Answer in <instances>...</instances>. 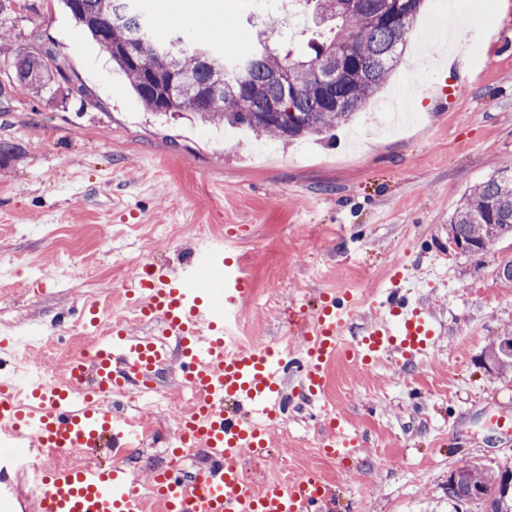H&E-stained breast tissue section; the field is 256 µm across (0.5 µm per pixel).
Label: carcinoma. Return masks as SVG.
Instances as JSON below:
<instances>
[{"instance_id":"obj_1","label":"carcinoma","mask_w":512,"mask_h":512,"mask_svg":"<svg viewBox=\"0 0 512 512\" xmlns=\"http://www.w3.org/2000/svg\"><path fill=\"white\" fill-rule=\"evenodd\" d=\"M66 11L109 54L112 63L130 80L132 88L150 112L159 115L186 112L203 123H224L245 128L258 136L293 141L328 132L361 111L385 85L399 64L406 42L391 51L394 38L409 37L423 0H415L411 14L386 19L385 0H358L347 12L341 0H300L316 23H332V38L310 40L309 53L295 57L293 50L275 47L258 39L239 58L214 55L212 39L197 42L178 31L155 34L130 7L131 0H61ZM349 46L354 63L337 85L351 110L338 112L321 95L310 92L332 61L338 46ZM0 48L11 70L9 87L34 94H54L66 88L80 100L89 97L83 85L69 75L50 47L35 51L12 48V35L0 30ZM288 69L289 85L297 89L290 102L294 135L285 136L283 123L270 117L269 101L279 88L272 74ZM450 224L456 236L474 253L484 251L489 239L512 237V167L495 169L474 186L455 210ZM512 471L467 463L448 476V503L454 512L473 504L483 512H512V488L506 475Z\"/></svg>"}]
</instances>
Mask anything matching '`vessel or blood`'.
Wrapping results in <instances>:
<instances>
[{"mask_svg": "<svg viewBox=\"0 0 512 512\" xmlns=\"http://www.w3.org/2000/svg\"><path fill=\"white\" fill-rule=\"evenodd\" d=\"M201 260L219 273L221 308L194 285ZM128 292L142 320L156 325L155 336H135L119 326L94 357L72 356L60 378L46 377L36 364L22 374L0 370V512H151L156 505L162 512H334L336 498L325 479L305 474L259 484L246 475L240 458L267 454L271 423L285 410L288 380H297L311 404L339 356L350 355L364 367L384 354L412 362L428 354L437 334L432 312L393 290L381 302L391 320L367 326L353 343L345 341L351 301L329 297L303 327L300 352L238 347L231 325L249 294V279L242 266L228 264L220 247L177 269L144 265ZM169 373L193 387L198 399L176 431L167 465L142 482L122 455L137 433L97 395L131 387L150 393ZM363 442L358 431L336 419L321 446L344 463ZM101 446L115 451L109 468H45L33 495L15 484L28 473L31 452ZM191 448L204 452L192 472L186 469Z\"/></svg>", "mask_w": 512, "mask_h": 512, "instance_id": "1", "label": "vessel or blood"}]
</instances>
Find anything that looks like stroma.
<instances>
[{"label": "stroma", "instance_id": "1", "mask_svg": "<svg viewBox=\"0 0 512 512\" xmlns=\"http://www.w3.org/2000/svg\"><path fill=\"white\" fill-rule=\"evenodd\" d=\"M450 24V45L408 41L401 64L365 114L333 135L285 145L146 111L127 77L75 25L59 0H12L0 28L15 47L52 46L89 89L81 102L0 99V337L51 336L46 362L82 349L58 313L126 287L147 262L175 265L187 250L224 244L245 258L250 293L237 324L254 342L300 349L293 317L324 296L351 292L358 320L401 267L439 324L421 360L383 361L368 373L346 358L328 369L323 403L368 438L348 465L320 446L323 424L299 402L273 428L256 482L314 474L342 512H450L448 474L465 461L512 469V372L487 352L512 336V239L478 255L449 249L448 225L466 190L512 163V0H471ZM260 0H223L227 56L248 52ZM467 61L447 73L448 55ZM157 432L128 458L140 477L167 461L163 408L122 400Z\"/></svg>", "mask_w": 512, "mask_h": 512}]
</instances>
